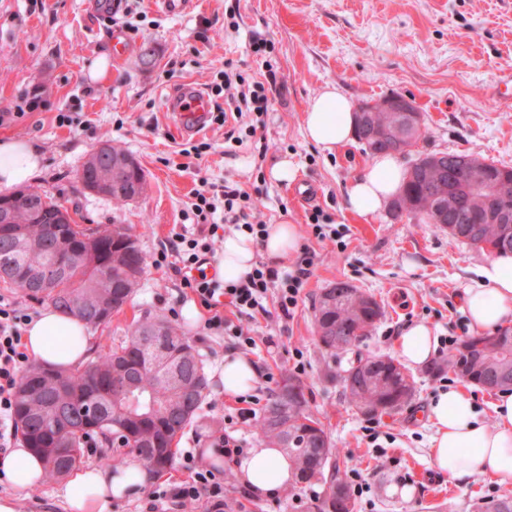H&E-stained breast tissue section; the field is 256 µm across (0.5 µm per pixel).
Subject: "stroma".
I'll list each match as a JSON object with an SVG mask.
<instances>
[{
	"mask_svg": "<svg viewBox=\"0 0 512 512\" xmlns=\"http://www.w3.org/2000/svg\"><path fill=\"white\" fill-rule=\"evenodd\" d=\"M87 2L0 0V142L27 139L40 149L43 165L32 185L76 210L79 223L133 226L147 261L141 286L131 304L93 330L94 350L124 340L132 322L148 313L169 315L191 337L210 371L211 395L182 436L178 456L191 453L210 463L208 449L227 435L242 448L255 447L257 419L278 388L277 377L291 371L297 349L309 408L340 450L337 466L360 472L368 484L355 499L356 512H473L476 503L512 497V486L479 475L451 479L431 461L428 406L443 385H459L454 373L435 371L430 362L414 367L413 399L374 419L350 408L338 380L356 354L395 355L398 336L415 323L438 336H470L462 290L488 253L418 220H393L386 210L370 219L347 212L346 190L370 157L355 139L322 152L303 128L311 100L329 84L356 105L409 94L424 118L416 152H468L512 167V105L493 96L498 78L512 73V0H198L181 16L163 13L153 0H135L138 30L129 34L130 52L120 60L111 57V29ZM256 39L270 43L272 53H253ZM103 55L111 74L92 78L90 67ZM228 64L249 83L275 72L264 124L243 144L227 143L230 131L249 126L253 117L237 116L234 103L222 101L224 124L198 135L207 152L183 155L188 139L176 130L165 101L187 87L209 91ZM36 87L45 90L41 106L17 114L23 94ZM61 112L77 117V124L60 125ZM257 138L267 148L262 159L253 150ZM107 140L137 157L149 183L146 196L120 208L78 180L88 154ZM416 152L402 155L403 164L411 165ZM284 159L294 180L273 175ZM204 179L260 187L258 219L297 225L300 248L316 254L293 318H280L272 299L267 314L252 319L224 309L256 340L245 356L258 370L252 389L257 401L245 418L239 398L225 397L216 372L233 351L230 338L206 328L209 313L182 287L180 275L152 265L171 236L183 231L184 213ZM297 181L315 185L314 203L293 196ZM315 207L342 231V243L312 235L308 216ZM339 281L373 295L384 316L356 351L333 358L316 340L314 302ZM269 373L274 382H266ZM370 425L378 439L369 437ZM324 491L314 479L257 500L236 480L224 495L237 499L240 512H311Z\"/></svg>",
	"mask_w": 512,
	"mask_h": 512,
	"instance_id": "1",
	"label": "stroma"
}]
</instances>
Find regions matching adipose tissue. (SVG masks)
I'll return each instance as SVG.
<instances>
[{"instance_id":"1","label":"adipose tissue","mask_w":512,"mask_h":512,"mask_svg":"<svg viewBox=\"0 0 512 512\" xmlns=\"http://www.w3.org/2000/svg\"><path fill=\"white\" fill-rule=\"evenodd\" d=\"M306 139L322 151L333 153L350 141L354 132L353 105L336 86L328 85L312 99L304 115ZM43 164L40 150L26 140L0 143V190L26 182ZM406 169L392 153L378 155L352 180L344 205L347 211L372 217L399 192ZM255 244L249 234L234 231L224 237L218 266L224 279L251 271ZM463 304L472 331L507 324L512 320V254L496 255L480 267L463 290ZM30 357L41 365L69 368L91 353L86 326L76 318L46 308L35 315L23 336ZM438 344L431 327L419 323L398 337L396 348L403 362L420 366L428 362ZM492 423L462 389L440 390L428 418L433 426L431 457L436 468L452 478L482 474L512 485V392H501L491 404ZM235 469L241 483L254 496L276 497L292 483L293 466L279 448L248 449ZM0 476L10 487L0 494V512H18L21 498L42 486L44 467L28 448H11L0 455ZM155 474L137 456L129 455L121 473L89 467L61 481L53 491L68 512H108L112 499L149 486Z\"/></svg>"}]
</instances>
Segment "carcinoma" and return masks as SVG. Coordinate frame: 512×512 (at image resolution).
<instances>
[{
	"label": "carcinoma",
	"mask_w": 512,
	"mask_h": 512,
	"mask_svg": "<svg viewBox=\"0 0 512 512\" xmlns=\"http://www.w3.org/2000/svg\"><path fill=\"white\" fill-rule=\"evenodd\" d=\"M446 161L467 158L482 165L487 180L476 195L461 193L456 196L448 221L437 219L433 210L430 185L423 181L404 184V196L394 212L396 219L412 216L425 224L448 231L456 238L463 236L468 244L490 253H512V233L506 235L501 224H480L478 219L488 207L512 206V185L499 181L501 166L469 153H446ZM38 205L54 217L63 207L45 190L25 189L18 208ZM30 250H15L0 245V268L31 266L41 259L51 260L50 248L41 251L38 244L44 228L39 224L24 226ZM56 234L74 239L81 235L93 242V251H84L72 259L61 288L46 296L32 295L66 313L70 303L85 302L92 306L99 298L98 273L102 271L108 254L124 253L127 267L137 270L129 278L125 270L112 266V293L121 294V303L132 302L140 288L145 269V257L131 228L123 224L110 227L97 225L76 231L70 224L56 225ZM108 245L112 251L101 249ZM318 340L323 348L336 356L350 348L336 346V337H344L358 345L369 336L383 316L381 306L360 308L351 303L332 306L318 300L314 306ZM164 341L170 352L181 360L194 389L180 399L154 367L151 345ZM468 365L469 382L480 386L502 389L512 385V328L501 327L492 333L471 336L448 353L442 366L454 372L460 359ZM124 369L137 375V384L122 397H111L112 377ZM342 392L349 405L367 399V408L359 412L368 417L385 414L401 408L406 401L403 393L414 395L413 376L388 355H357L355 362L339 376ZM355 386L348 387V380ZM303 380L293 374L281 378L279 390L266 406L255 426L261 443L269 448H283L288 452L297 480L308 482L321 479L328 483V491L315 505V512H336V492L348 501L353 493L345 478L331 467L338 449L332 441H324L326 431L322 423L308 409ZM210 395L204 364L190 338L169 323L162 315H148L137 321L126 340L99 353L86 364L67 370H55L39 364L29 366L21 375L14 404V421L21 438L42 459L63 451L62 465L44 464L45 481L64 478L83 463L91 437L100 435L108 441L112 434L122 432L130 451L137 453L156 473L170 469L177 453L178 439L191 427L198 411ZM95 404L102 414L85 422H73L59 431L58 438L46 436L41 428L51 426L56 411L67 413L78 405Z\"/></svg>",
	"instance_id": "1"
}]
</instances>
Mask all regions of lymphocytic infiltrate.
Segmentation results:
<instances>
[{
    "label": "lymphocytic infiltrate",
    "instance_id": "lymphocytic-infiltrate-1",
    "mask_svg": "<svg viewBox=\"0 0 512 512\" xmlns=\"http://www.w3.org/2000/svg\"><path fill=\"white\" fill-rule=\"evenodd\" d=\"M219 82L213 83V95H227L244 107L247 113L264 114L269 110L267 89L256 82L245 86L234 82L233 75L221 71ZM257 205L247 191L229 186H209L196 191L190 211L185 218L200 225L195 234H174L168 247L153 260L160 267L175 261L186 268L183 287L189 288L200 305L210 316L208 329L230 331L234 344L239 348H250L255 340L241 327H228L219 307L222 298H229L236 311L244 316L264 310L268 297H275L282 317H292L300 299L301 291L312 273L315 255L303 250L293 268L282 270L266 263H256L251 272L235 281H222L207 272L209 258L215 253L217 231L221 224L233 225L235 230L249 232L256 243H263L268 234L263 222H250V213ZM30 315L19 304L0 297V447L11 445L14 435L13 411L18 382L30 363V357L22 341L23 332ZM185 467L190 471L189 480L159 488L151 492L150 512H158L160 505L186 506L207 498L213 512L224 508V483L211 469L198 465L193 457H186Z\"/></svg>",
    "mask_w": 512,
    "mask_h": 512
}]
</instances>
